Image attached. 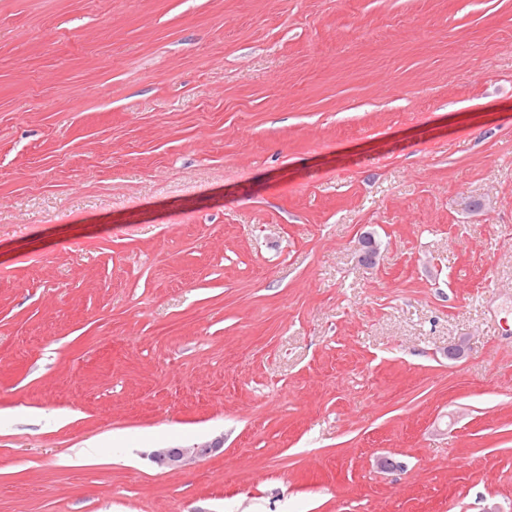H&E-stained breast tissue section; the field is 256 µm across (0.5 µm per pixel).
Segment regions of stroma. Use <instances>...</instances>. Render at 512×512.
I'll list each match as a JSON object with an SVG mask.
<instances>
[{"mask_svg": "<svg viewBox=\"0 0 512 512\" xmlns=\"http://www.w3.org/2000/svg\"><path fill=\"white\" fill-rule=\"evenodd\" d=\"M493 506L512 0H0V512ZM218 447L216 443H206L193 447L161 448L155 451L154 459L156 462L165 465V468L175 469L185 465L191 459L211 454Z\"/></svg>", "mask_w": 512, "mask_h": 512, "instance_id": "stroma-1", "label": "stroma"}]
</instances>
